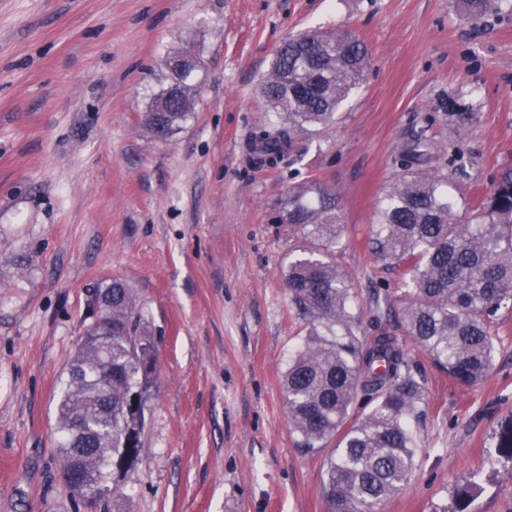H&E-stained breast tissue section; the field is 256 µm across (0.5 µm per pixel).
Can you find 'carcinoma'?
<instances>
[{
  "label": "carcinoma",
  "instance_id": "carcinoma-1",
  "mask_svg": "<svg viewBox=\"0 0 512 512\" xmlns=\"http://www.w3.org/2000/svg\"><path fill=\"white\" fill-rule=\"evenodd\" d=\"M368 62L367 46L350 31L302 33L285 41L260 87L274 120L253 135L250 164L275 165L296 132L329 125ZM198 68L186 62L176 74L177 100H169L166 87L152 101L164 105L157 119L166 137L195 111L191 79ZM431 149L422 130L398 159V178L376 205L374 252L407 287V335L453 379L476 385L495 363L490 329L512 312V170L469 205L447 171L429 166ZM279 222L314 245L308 256L288 263L292 303L308 317L306 336L283 378L293 432L309 453L336 441L322 484L329 512H378L416 469L413 420L425 387L412 375L397 337L359 334L352 285L335 259L342 231L336 192L317 182L290 189ZM98 298L109 302L112 338L98 342L85 328L56 408L62 475L80 474L90 495L109 482V467L137 468L156 372V342L132 289L114 280ZM109 369L112 389L103 393L99 380ZM360 395L371 408L351 424L350 409ZM136 396L142 399L137 408ZM475 491L471 481L455 487L457 512H464Z\"/></svg>",
  "mask_w": 512,
  "mask_h": 512
}]
</instances>
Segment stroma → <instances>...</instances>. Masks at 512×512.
<instances>
[{
	"instance_id": "1",
	"label": "stroma",
	"mask_w": 512,
	"mask_h": 512,
	"mask_svg": "<svg viewBox=\"0 0 512 512\" xmlns=\"http://www.w3.org/2000/svg\"><path fill=\"white\" fill-rule=\"evenodd\" d=\"M355 33L364 82L277 166L248 161L259 94L288 37ZM200 57L197 106L169 138L144 121L164 57ZM470 113L441 116L443 102ZM468 200L512 168V9L462 0H0V512H78L56 405L99 290L133 289L158 342L127 512H327L330 448L298 447L283 374L306 328L286 284L305 240L276 216L291 186L341 197L336 260L362 334L400 337L425 401L417 467L380 512H431L479 475L466 512H512V317L495 367L459 383L406 337L403 293L371 243L376 202L419 131Z\"/></svg>"
}]
</instances>
